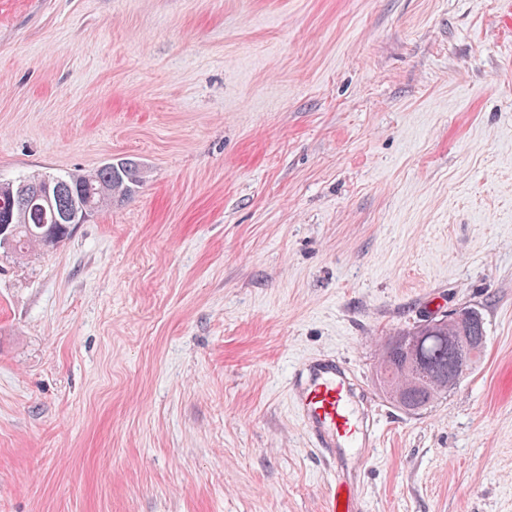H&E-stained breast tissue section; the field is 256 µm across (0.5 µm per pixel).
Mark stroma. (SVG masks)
Masks as SVG:
<instances>
[{
  "label": "stroma",
  "mask_w": 512,
  "mask_h": 512,
  "mask_svg": "<svg viewBox=\"0 0 512 512\" xmlns=\"http://www.w3.org/2000/svg\"><path fill=\"white\" fill-rule=\"evenodd\" d=\"M500 0H0V183L129 158L125 202L0 257V512H323L288 398L349 361L368 512H512V30ZM457 307L410 416L380 343ZM439 320V319H438ZM436 319L408 330H399L394 336H420L415 342L408 339L406 345L391 348L387 340L381 346L379 366H388L394 371V379L406 393L410 411H406L397 399L387 397L391 403L409 415H421L433 407L448 392L455 389L472 370L467 366L472 356L481 357L486 342L484 323L480 331H473L467 324L457 323L453 318L437 324ZM427 322V323H426ZM469 341L481 343V348L471 354ZM483 336V338H482ZM483 349V350H482ZM460 372V374H459ZM458 376L456 383L448 389V376Z\"/></svg>",
  "instance_id": "obj_1"
}]
</instances>
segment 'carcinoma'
Segmentation results:
<instances>
[{
  "label": "carcinoma",
  "instance_id": "1",
  "mask_svg": "<svg viewBox=\"0 0 512 512\" xmlns=\"http://www.w3.org/2000/svg\"><path fill=\"white\" fill-rule=\"evenodd\" d=\"M143 171L137 162L119 159L109 162L92 173L68 174L56 177L51 206L43 209L40 201L32 200L37 180H28L27 191L19 185L0 184V214L9 213L11 244L9 253L26 256L46 250V231L51 229L58 241L71 234L65 217L75 206L82 204L93 214L101 208L130 198L140 187ZM399 336H415L404 346H381L379 366L394 371V379L406 393L410 415H420L448 395V376H465L462 368L471 356H481L482 348L471 351L466 336H486V330L475 332L467 324L449 318L437 324L430 321L408 330L397 331Z\"/></svg>",
  "mask_w": 512,
  "mask_h": 512
}]
</instances>
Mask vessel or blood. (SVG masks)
I'll return each instance as SVG.
<instances>
[{
    "label": "vessel or blood",
    "instance_id": "b4317fda",
    "mask_svg": "<svg viewBox=\"0 0 512 512\" xmlns=\"http://www.w3.org/2000/svg\"><path fill=\"white\" fill-rule=\"evenodd\" d=\"M288 392L312 447L335 473L324 512H368L356 491L361 472L348 463L352 456L367 458L377 446V413L368 390L347 361L319 355L300 363Z\"/></svg>",
    "mask_w": 512,
    "mask_h": 512
}]
</instances>
